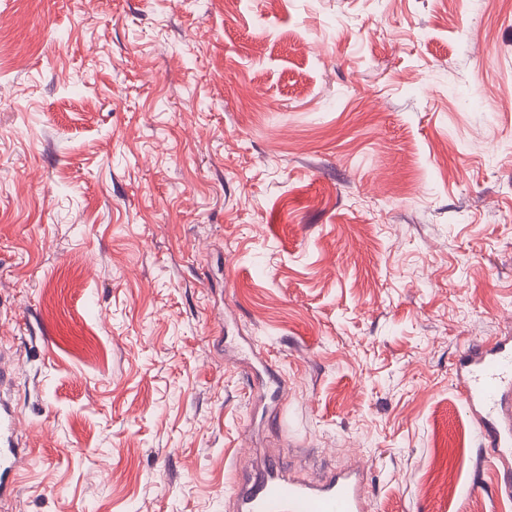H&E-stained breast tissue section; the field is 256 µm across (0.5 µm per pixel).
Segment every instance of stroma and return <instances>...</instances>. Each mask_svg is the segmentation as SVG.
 Returning a JSON list of instances; mask_svg holds the SVG:
<instances>
[{
  "mask_svg": "<svg viewBox=\"0 0 512 512\" xmlns=\"http://www.w3.org/2000/svg\"><path fill=\"white\" fill-rule=\"evenodd\" d=\"M0 33L16 512H224L271 457L512 512L455 390L512 336V0H0Z\"/></svg>",
  "mask_w": 512,
  "mask_h": 512,
  "instance_id": "1",
  "label": "stroma"
}]
</instances>
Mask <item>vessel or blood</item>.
Returning a JSON list of instances; mask_svg holds the SVG:
<instances>
[{
    "label": "vessel or blood",
    "instance_id": "obj_1",
    "mask_svg": "<svg viewBox=\"0 0 512 512\" xmlns=\"http://www.w3.org/2000/svg\"><path fill=\"white\" fill-rule=\"evenodd\" d=\"M458 398L477 425L489 453L479 465L512 466V337L463 350L456 367ZM18 415L0 395V499L11 495L10 478L23 452L16 437ZM236 512H367L362 470L352 469L321 483L289 476L273 459L248 476L232 478Z\"/></svg>",
    "mask_w": 512,
    "mask_h": 512
}]
</instances>
